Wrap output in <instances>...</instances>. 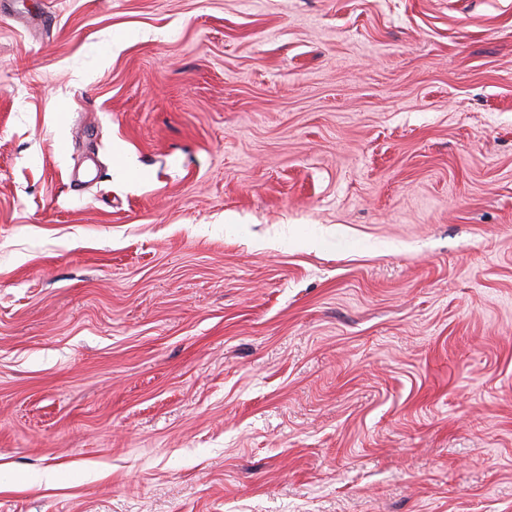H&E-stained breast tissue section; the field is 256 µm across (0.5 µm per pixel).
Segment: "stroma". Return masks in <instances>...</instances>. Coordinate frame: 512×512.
<instances>
[{"label": "stroma", "instance_id": "35a3bbf8", "mask_svg": "<svg viewBox=\"0 0 512 512\" xmlns=\"http://www.w3.org/2000/svg\"><path fill=\"white\" fill-rule=\"evenodd\" d=\"M0 512H512V0H0Z\"/></svg>", "mask_w": 512, "mask_h": 512}]
</instances>
